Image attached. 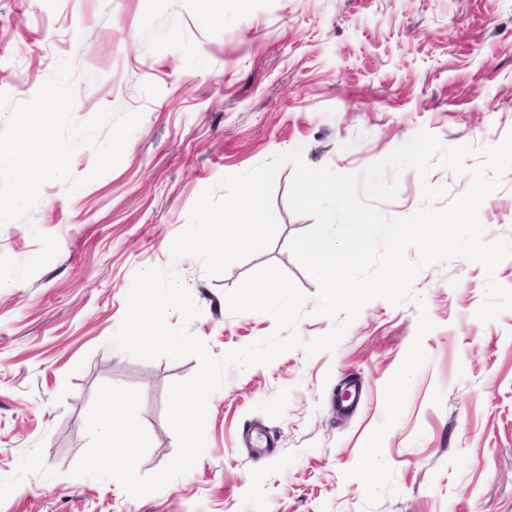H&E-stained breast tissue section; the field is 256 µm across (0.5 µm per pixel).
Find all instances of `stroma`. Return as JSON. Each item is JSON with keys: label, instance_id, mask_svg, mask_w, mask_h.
<instances>
[{"label": "stroma", "instance_id": "35a3bbf8", "mask_svg": "<svg viewBox=\"0 0 512 512\" xmlns=\"http://www.w3.org/2000/svg\"><path fill=\"white\" fill-rule=\"evenodd\" d=\"M62 58L84 71L77 120L104 108L143 118L113 170L72 194L45 183L30 221L0 227V254L16 261L38 253L34 231L59 244L0 291V512H512V310L477 318L489 274L463 258L414 281L435 324L425 336L413 304L375 299L334 351L228 369L208 401L204 453L162 490L134 498L71 474L104 384L142 393L141 475L177 451L168 390L198 360L144 361L108 343L136 271L174 267L202 310L191 330L217 355L275 329L268 314L228 310L226 292L251 273L274 265L308 301L319 293L288 247L313 224L289 207L288 166L267 248L215 277L197 258L172 259L205 188L297 147L310 165L358 173L426 132L471 147L464 172L406 170L384 213H413L426 183L444 188L439 209L469 189L480 150L512 132V0H224L220 16L207 0H0V92L30 99ZM479 217L485 243L512 234V172ZM417 338L428 360L382 446L396 491L369 508L346 472ZM351 382L360 400L344 414L338 395ZM257 429L274 442L258 462Z\"/></svg>", "mask_w": 512, "mask_h": 512}]
</instances>
